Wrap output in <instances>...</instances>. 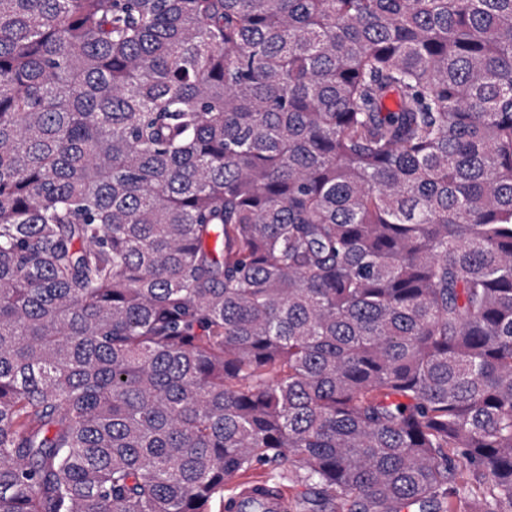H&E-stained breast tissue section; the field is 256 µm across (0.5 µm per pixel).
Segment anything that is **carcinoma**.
I'll return each mask as SVG.
<instances>
[{
    "label": "carcinoma",
    "instance_id": "carcinoma-1",
    "mask_svg": "<svg viewBox=\"0 0 512 512\" xmlns=\"http://www.w3.org/2000/svg\"><path fill=\"white\" fill-rule=\"evenodd\" d=\"M260 463L512 512V0H0V512Z\"/></svg>",
    "mask_w": 512,
    "mask_h": 512
}]
</instances>
